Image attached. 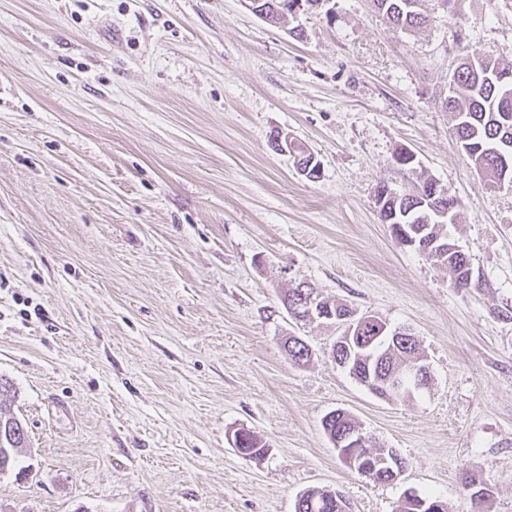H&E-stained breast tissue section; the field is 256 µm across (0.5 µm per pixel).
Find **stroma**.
<instances>
[{
  "instance_id": "1",
  "label": "stroma",
  "mask_w": 512,
  "mask_h": 512,
  "mask_svg": "<svg viewBox=\"0 0 512 512\" xmlns=\"http://www.w3.org/2000/svg\"><path fill=\"white\" fill-rule=\"evenodd\" d=\"M424 6L412 32L369 0L277 27L242 0H0V377L28 435L0 512H294L312 487L352 512L408 491L470 512L469 472L482 512H512V187H485L442 108L463 57L512 61V0ZM420 174L458 198L478 287L380 222L376 185ZM301 281L409 328L429 389L358 384L335 327L285 311ZM336 409L397 450L399 480L340 460ZM241 428L263 456L232 447ZM337 412L326 415L323 420V428L330 438V434H339L342 431H351L358 428L356 421L343 410L337 409Z\"/></svg>"
}]
</instances>
